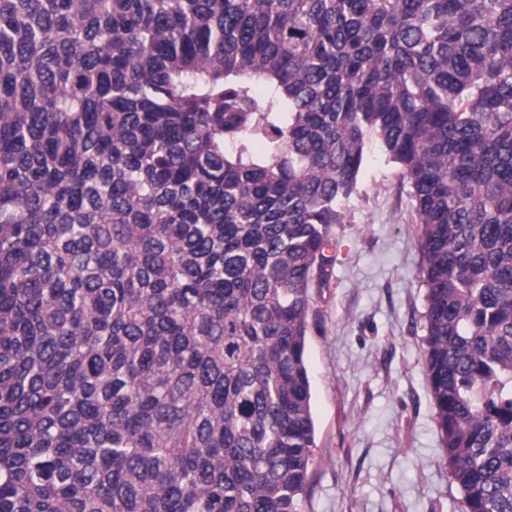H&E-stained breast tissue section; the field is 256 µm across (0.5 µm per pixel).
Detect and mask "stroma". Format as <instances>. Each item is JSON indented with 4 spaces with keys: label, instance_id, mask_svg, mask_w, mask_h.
Instances as JSON below:
<instances>
[{
    "label": "stroma",
    "instance_id": "1",
    "mask_svg": "<svg viewBox=\"0 0 512 512\" xmlns=\"http://www.w3.org/2000/svg\"><path fill=\"white\" fill-rule=\"evenodd\" d=\"M410 187L371 145L312 291L315 462L302 512H462L423 367L426 289Z\"/></svg>",
    "mask_w": 512,
    "mask_h": 512
}]
</instances>
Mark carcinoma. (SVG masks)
I'll list each match as a JSON object with an SVG mask.
<instances>
[{
    "instance_id": "carcinoma-1",
    "label": "carcinoma",
    "mask_w": 512,
    "mask_h": 512,
    "mask_svg": "<svg viewBox=\"0 0 512 512\" xmlns=\"http://www.w3.org/2000/svg\"><path fill=\"white\" fill-rule=\"evenodd\" d=\"M372 139L463 512H512V0H0V512H301Z\"/></svg>"
}]
</instances>
